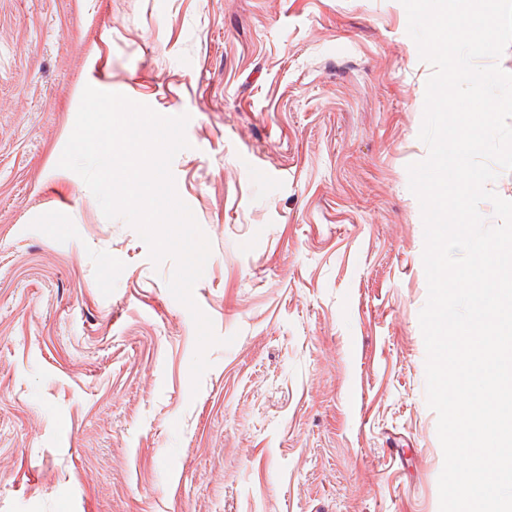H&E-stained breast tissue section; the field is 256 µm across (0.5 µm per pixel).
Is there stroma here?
I'll use <instances>...</instances> for the list:
<instances>
[{"instance_id": "1", "label": "stroma", "mask_w": 512, "mask_h": 512, "mask_svg": "<svg viewBox=\"0 0 512 512\" xmlns=\"http://www.w3.org/2000/svg\"><path fill=\"white\" fill-rule=\"evenodd\" d=\"M401 0H0V512H439L434 69ZM189 115L196 327L58 161L86 86ZM232 344H225V337Z\"/></svg>"}]
</instances>
